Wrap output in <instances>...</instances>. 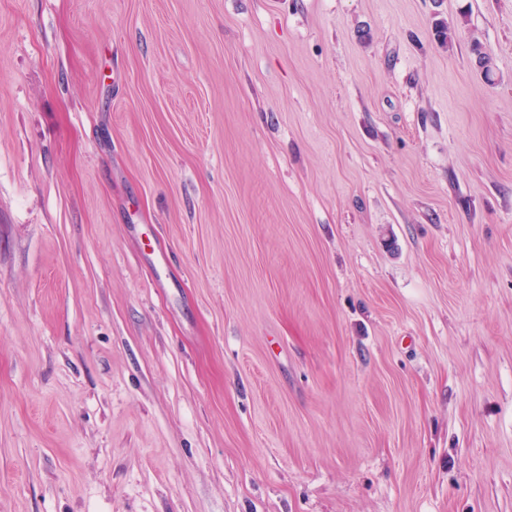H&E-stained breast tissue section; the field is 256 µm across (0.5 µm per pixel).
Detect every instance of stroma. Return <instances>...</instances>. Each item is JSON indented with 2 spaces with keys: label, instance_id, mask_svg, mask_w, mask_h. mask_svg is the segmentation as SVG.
Instances as JSON below:
<instances>
[{
  "label": "stroma",
  "instance_id": "35a3bbf8",
  "mask_svg": "<svg viewBox=\"0 0 512 512\" xmlns=\"http://www.w3.org/2000/svg\"><path fill=\"white\" fill-rule=\"evenodd\" d=\"M0 512H512V0H0Z\"/></svg>",
  "mask_w": 512,
  "mask_h": 512
}]
</instances>
